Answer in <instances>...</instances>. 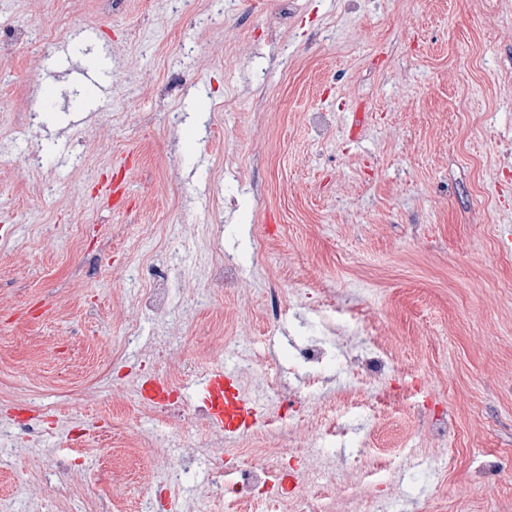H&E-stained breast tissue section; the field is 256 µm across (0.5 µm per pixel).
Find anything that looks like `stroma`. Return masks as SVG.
Instances as JSON below:
<instances>
[{
	"label": "stroma",
	"mask_w": 512,
	"mask_h": 512,
	"mask_svg": "<svg viewBox=\"0 0 512 512\" xmlns=\"http://www.w3.org/2000/svg\"><path fill=\"white\" fill-rule=\"evenodd\" d=\"M13 31L31 37L0 55V448L25 464L0 461V512H103V484L66 474L107 441L112 512H227L215 444L303 456L253 512H512V0H0ZM61 43L109 51L107 96L62 80L42 105ZM150 262L163 313L141 305ZM314 340L330 357L296 402ZM377 347L394 368L362 383L351 358ZM188 364L232 371L262 421L227 439L198 400L166 421L141 402Z\"/></svg>",
	"instance_id": "1"
}]
</instances>
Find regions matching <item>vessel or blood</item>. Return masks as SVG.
<instances>
[{
    "mask_svg": "<svg viewBox=\"0 0 512 512\" xmlns=\"http://www.w3.org/2000/svg\"><path fill=\"white\" fill-rule=\"evenodd\" d=\"M56 55L66 62L62 77L75 81L96 96L107 95L108 88L100 81L97 71L71 63L68 46H60ZM187 389L206 406L209 426L225 438L239 436L256 420L251 398L242 392L233 373L226 369L215 368L201 373Z\"/></svg>",
    "mask_w": 512,
    "mask_h": 512,
    "instance_id": "b4317fda",
    "label": "vessel or blood"
}]
</instances>
